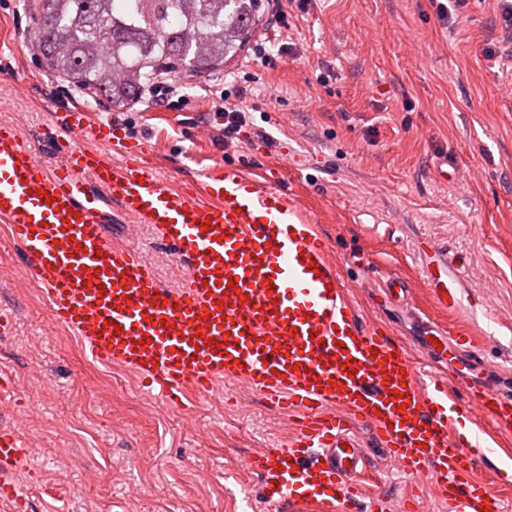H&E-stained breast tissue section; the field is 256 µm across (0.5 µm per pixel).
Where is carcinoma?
<instances>
[{
    "mask_svg": "<svg viewBox=\"0 0 512 512\" xmlns=\"http://www.w3.org/2000/svg\"><path fill=\"white\" fill-rule=\"evenodd\" d=\"M259 0H34V34L54 76L123 107L160 73H206L249 42ZM112 71L101 87L97 73ZM140 78L124 80V70Z\"/></svg>",
    "mask_w": 512,
    "mask_h": 512,
    "instance_id": "cac0c4a2",
    "label": "carcinoma"
}]
</instances>
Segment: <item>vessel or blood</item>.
Masks as SVG:
<instances>
[{"instance_id": "b4317fda", "label": "vessel or blood", "mask_w": 512, "mask_h": 512, "mask_svg": "<svg viewBox=\"0 0 512 512\" xmlns=\"http://www.w3.org/2000/svg\"><path fill=\"white\" fill-rule=\"evenodd\" d=\"M45 137L50 164L20 130L0 124V222L51 319L93 360L137 372L171 410H185L223 379L298 409L290 446L247 460L271 512H350L369 463L352 435L357 424L405 472L430 474L453 512H502L475 472L512 434V389L460 374V390L451 392L379 328L359 323L317 219L279 187V166L226 165L172 187L158 164L144 162V146L78 105L62 108ZM107 205L153 225L189 267L182 288H162L135 251L113 244ZM205 220L210 230H202ZM423 269L435 304L455 311L463 262L437 253ZM423 334L458 355L476 347L470 334L430 321ZM330 405L340 414H326ZM468 407L483 421L465 443L452 442ZM28 453L20 431L1 425L0 512H33L19 478Z\"/></svg>"}]
</instances>
